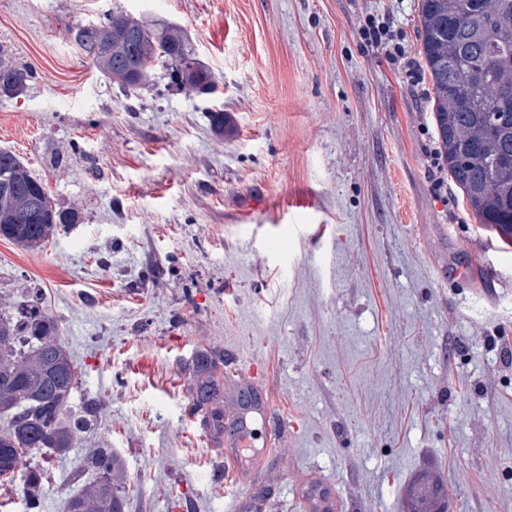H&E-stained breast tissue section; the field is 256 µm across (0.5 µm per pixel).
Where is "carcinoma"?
<instances>
[{
    "instance_id": "carcinoma-1",
    "label": "carcinoma",
    "mask_w": 512,
    "mask_h": 512,
    "mask_svg": "<svg viewBox=\"0 0 512 512\" xmlns=\"http://www.w3.org/2000/svg\"><path fill=\"white\" fill-rule=\"evenodd\" d=\"M420 54L429 73L432 120L448 178L480 224L512 244V0H419ZM75 40L95 52V67L121 88L147 87L155 69L176 89L212 96L217 83L195 57L178 25H153L123 11L103 23L79 27ZM33 71L6 60L0 49V95L19 96ZM66 218L44 183L12 151L0 149V238L36 249ZM224 359L201 350L194 360L195 409L224 432V385L214 378ZM80 384L54 316L38 302L23 301L0 314V476L21 473L26 512H42L45 473L24 466V454L64 456L79 432L98 420L101 403L72 404ZM85 465L97 478L68 497L62 512H125L116 459L110 448H92ZM446 495L435 479L415 490L408 507L423 509Z\"/></svg>"
}]
</instances>
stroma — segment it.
<instances>
[{
  "mask_svg": "<svg viewBox=\"0 0 512 512\" xmlns=\"http://www.w3.org/2000/svg\"><path fill=\"white\" fill-rule=\"evenodd\" d=\"M186 29L218 92L122 90L72 32L113 8ZM418 0H0V44L33 70L0 96V149L68 219L40 248L0 239V309L39 296L104 413L45 463L43 512L92 483L87 449L123 463L126 512H407L437 472L448 512H512V246L436 192L430 81L371 46L388 15L419 58ZM222 109L231 134L217 136ZM248 365L282 428L244 467L214 461L190 406L192 360ZM273 473L270 482L260 473Z\"/></svg>",
  "mask_w": 512,
  "mask_h": 512,
  "instance_id": "35a3bbf8",
  "label": "stroma"
}]
</instances>
